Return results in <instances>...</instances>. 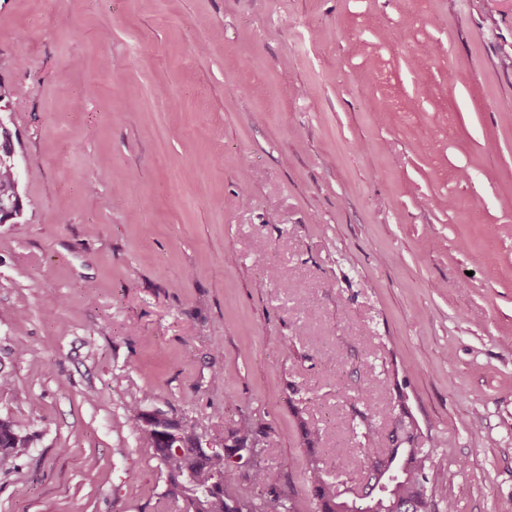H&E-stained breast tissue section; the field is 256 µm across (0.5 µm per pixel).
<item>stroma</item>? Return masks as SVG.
<instances>
[{"label": "stroma", "instance_id": "stroma-1", "mask_svg": "<svg viewBox=\"0 0 512 512\" xmlns=\"http://www.w3.org/2000/svg\"><path fill=\"white\" fill-rule=\"evenodd\" d=\"M0 83V512H181L136 403L293 512L300 420L362 484L404 405L431 512H512V0H0ZM19 198L11 204L2 206V214L7 215L11 207L21 205L22 200L19 193V177L14 162V147L10 133L0 127V199ZM23 205L15 207L9 214L8 220L15 219L21 214ZM0 213V223L3 215ZM31 438L23 434L13 421L0 417V464L25 455L31 446Z\"/></svg>", "mask_w": 512, "mask_h": 512}]
</instances>
